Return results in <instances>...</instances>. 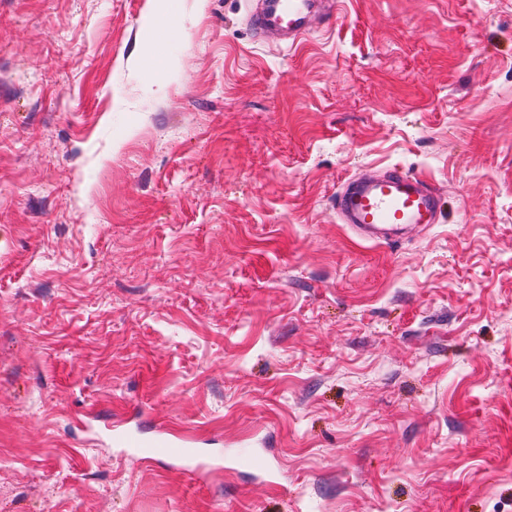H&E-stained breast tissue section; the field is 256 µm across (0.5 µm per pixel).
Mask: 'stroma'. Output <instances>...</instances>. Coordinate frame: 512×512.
Segmentation results:
<instances>
[{"mask_svg":"<svg viewBox=\"0 0 512 512\" xmlns=\"http://www.w3.org/2000/svg\"><path fill=\"white\" fill-rule=\"evenodd\" d=\"M257 4L0 0V512H512V0ZM392 167L443 218L360 241ZM339 0H266L260 11L251 15V27L256 37L271 29L281 31L293 46L315 26L339 19ZM441 192L426 178L399 168L347 179L336 193V213L366 242L393 245L408 230L438 224ZM195 440V435L173 437L170 433L161 432L152 439H145L133 431L120 430L112 434L113 445L123 448V454L129 458L139 462H153L166 458L193 472L204 469L202 465L196 464L191 451V443Z\"/></svg>","mask_w":512,"mask_h":512,"instance_id":"35a3bbf8","label":"stroma"}]
</instances>
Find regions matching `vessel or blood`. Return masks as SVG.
I'll return each mask as SVG.
<instances>
[{"label":"vessel or blood","mask_w":512,"mask_h":512,"mask_svg":"<svg viewBox=\"0 0 512 512\" xmlns=\"http://www.w3.org/2000/svg\"><path fill=\"white\" fill-rule=\"evenodd\" d=\"M338 5L339 0H264L262 9L251 16V27L258 37L279 30L293 45L315 23L338 20ZM336 212L362 240L393 245L401 242L408 230L438 223L442 199L426 178L391 168L380 175L347 179L336 194ZM112 443L139 462L166 458L185 470L198 469L188 436L160 433L146 439L120 430L113 432Z\"/></svg>","instance_id":"obj_1"}]
</instances>
